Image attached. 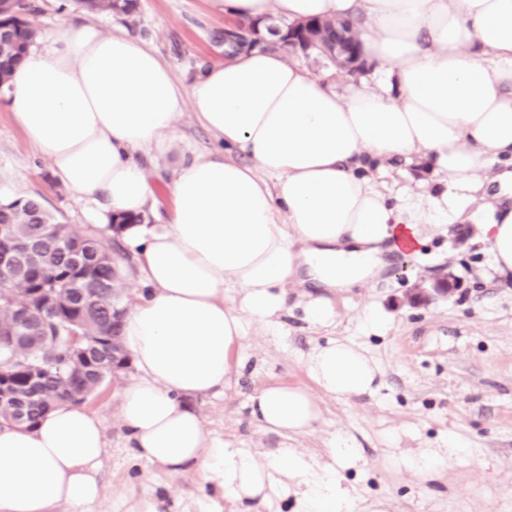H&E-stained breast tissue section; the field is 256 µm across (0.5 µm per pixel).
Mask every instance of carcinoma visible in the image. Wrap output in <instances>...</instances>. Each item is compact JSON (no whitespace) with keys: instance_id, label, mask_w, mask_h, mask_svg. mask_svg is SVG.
<instances>
[{"instance_id":"obj_1","label":"carcinoma","mask_w":512,"mask_h":512,"mask_svg":"<svg viewBox=\"0 0 512 512\" xmlns=\"http://www.w3.org/2000/svg\"><path fill=\"white\" fill-rule=\"evenodd\" d=\"M80 6L94 13L131 17L139 0H79ZM26 0H0V90L6 87L16 67L35 43L38 31L25 19ZM309 27L321 29L332 40L349 32L342 21L311 19ZM259 22L250 21L225 29V43L232 51L249 47L259 35ZM144 223V216H112L105 229L117 234L129 224ZM0 224H12L18 232L50 229L57 221L35 198L0 203ZM63 231L87 250L112 255V236L86 237L65 226ZM5 275L11 280V300H0V371L11 383L17 397L26 400L28 426L36 424L52 406L67 400L79 406L103 380L90 363L77 368L68 360L65 331L43 324L44 315L55 311L67 318L80 317L79 331L88 339L112 351V340L120 336L122 320L112 316V301L123 302L125 266L121 260L96 262L92 257L79 264L70 254L56 248L47 238L34 258L21 255ZM46 362L49 369L36 393L28 387L27 363Z\"/></svg>"}]
</instances>
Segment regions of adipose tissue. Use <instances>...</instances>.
<instances>
[{
    "label": "adipose tissue",
    "mask_w": 512,
    "mask_h": 512,
    "mask_svg": "<svg viewBox=\"0 0 512 512\" xmlns=\"http://www.w3.org/2000/svg\"><path fill=\"white\" fill-rule=\"evenodd\" d=\"M212 2L229 23L355 21L365 58L381 65L376 87L341 94L330 75L254 49L210 63L184 89L149 45L82 21L40 39L6 102L52 174L107 216L144 212L153 191L138 153L165 155L184 110L223 139L224 157L181 162L165 226L124 230L148 291L123 321L137 376L118 419L138 459L200 474V512H221L225 499L250 512L280 493L293 512H352L353 439L318 460L286 445L262 463L211 437L189 400L230 386L247 323L276 327L288 287L320 288L306 315L331 325L330 292L373 280L386 253L417 249L430 226L481 225L493 271L512 279V0ZM415 160L430 189L389 204L370 169ZM490 178L501 203L482 195ZM307 369L314 389L270 384L251 396L266 432L307 433L322 417L316 393L358 398L381 374L342 338L316 347ZM105 454L102 418L67 402L33 427H1L0 512H84L101 497Z\"/></svg>",
    "instance_id": "obj_1"
}]
</instances>
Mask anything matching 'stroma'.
Segmentation results:
<instances>
[{"label": "stroma", "instance_id": "obj_1", "mask_svg": "<svg viewBox=\"0 0 512 512\" xmlns=\"http://www.w3.org/2000/svg\"><path fill=\"white\" fill-rule=\"evenodd\" d=\"M28 18L40 31L91 19L145 40L182 84L201 66L224 58V18L210 0H140L134 18L88 15L74 0H29ZM175 153L156 159L154 198L146 222H164L169 186L179 155L223 153L224 144L192 112L178 122ZM373 181L390 198L422 192L429 172L413 164H384ZM35 198L61 223L79 234H102L92 204L55 179L50 164L28 141L6 105H0V199ZM490 253L480 230L461 225L431 230L416 254L399 259L381 279L333 296L335 323L311 324L308 294L289 291L279 326L250 325L237 349L236 373L225 394L195 398L207 430L234 448L264 459L279 448V436L251 417L249 399L261 386L281 383L311 387L308 355L329 337L365 347L380 366L381 384L371 395L345 400L322 397L323 418L310 432L291 440L305 456L319 457L340 434L354 437L363 461L345 477L357 501L386 496L392 512H512V281L489 277ZM455 276L454 290L422 307L406 305L410 288L433 278ZM385 319L384 329L367 326L369 312ZM122 388L104 384L86 403L103 419L107 451L101 473L102 504L122 512L132 493L149 491L184 506L200 499L197 474H171L137 459L118 420ZM464 444L466 459H451L439 478L397 467L394 457L448 440Z\"/></svg>", "mask_w": 512, "mask_h": 512}]
</instances>
